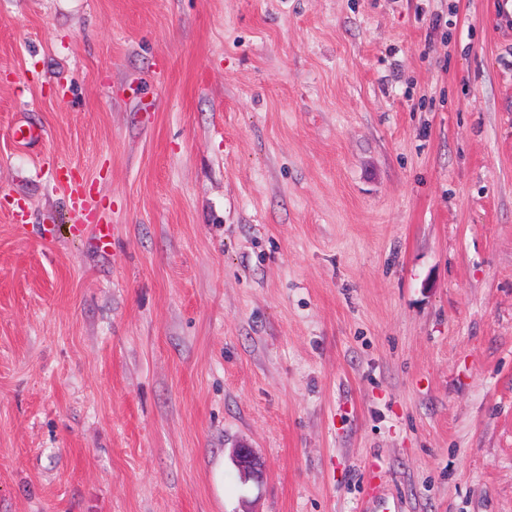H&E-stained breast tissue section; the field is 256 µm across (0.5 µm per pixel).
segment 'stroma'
Listing matches in <instances>:
<instances>
[{"label": "stroma", "mask_w": 512, "mask_h": 512, "mask_svg": "<svg viewBox=\"0 0 512 512\" xmlns=\"http://www.w3.org/2000/svg\"><path fill=\"white\" fill-rule=\"evenodd\" d=\"M374 492L512 512V0H0V512ZM235 462L244 476L258 478L262 464L251 448L240 447L234 449Z\"/></svg>", "instance_id": "1"}]
</instances>
